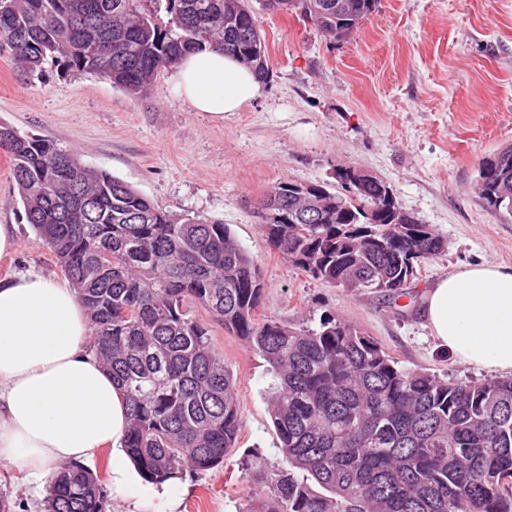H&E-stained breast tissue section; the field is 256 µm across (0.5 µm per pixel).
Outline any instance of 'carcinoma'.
Returning <instances> with one entry per match:
<instances>
[{
    "label": "carcinoma",
    "instance_id": "1",
    "mask_svg": "<svg viewBox=\"0 0 512 512\" xmlns=\"http://www.w3.org/2000/svg\"><path fill=\"white\" fill-rule=\"evenodd\" d=\"M343 2L347 8L336 10ZM336 40L378 0H264ZM165 10L167 22L157 19ZM0 36L33 73L55 55L67 70L149 91L189 51L232 53L262 81L267 48L248 0H0ZM27 223L54 253L94 327L129 414L124 447L157 487L184 471L223 466L242 426L236 378L193 314L204 308L249 344L275 383L269 415L288 470L253 469L245 512H512V379L455 382L399 364L372 336L334 317L294 331L254 318L263 292L254 257L221 222L166 210L132 185L92 170L52 141L0 126ZM315 223L299 221L295 184L266 199L286 224L263 225L270 247L334 286L392 299L444 250L428 224H395L393 190L374 178ZM477 188L512 219V147L481 162ZM110 256V265L98 257ZM305 473L300 478L295 471ZM316 482L325 493L311 485ZM100 479L65 468L46 512H105Z\"/></svg>",
    "mask_w": 512,
    "mask_h": 512
}]
</instances>
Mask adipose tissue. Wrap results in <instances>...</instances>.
Here are the masks:
<instances>
[{
	"label": "adipose tissue",
	"mask_w": 512,
	"mask_h": 512,
	"mask_svg": "<svg viewBox=\"0 0 512 512\" xmlns=\"http://www.w3.org/2000/svg\"><path fill=\"white\" fill-rule=\"evenodd\" d=\"M174 93L220 121L264 93L252 70L206 48L171 69ZM424 317L461 363L512 374V267L479 264L440 278ZM93 326L75 289L41 274L0 279V467L45 486L55 465L102 449L125 459V402L92 350Z\"/></svg>",
	"instance_id": "ef3b65f1"
}]
</instances>
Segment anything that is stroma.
<instances>
[{
  "instance_id": "1",
  "label": "stroma",
  "mask_w": 512,
  "mask_h": 512,
  "mask_svg": "<svg viewBox=\"0 0 512 512\" xmlns=\"http://www.w3.org/2000/svg\"><path fill=\"white\" fill-rule=\"evenodd\" d=\"M251 6L272 76L264 97L223 121L177 98L168 71L134 97L105 76L51 59L40 72H23L0 37V125L53 141L167 210L228 225L260 264L266 287L257 321L299 330L334 317L409 368L448 380L487 378L438 346L422 308L442 275L475 264L512 266V220L491 212L476 189L482 160L512 146V0H379L341 41L300 17L264 10L260 0ZM341 166L385 181L401 207L446 242L398 299L323 283L267 243L256 216L262 196L282 182L340 191ZM0 224L15 225L18 240L14 253L0 256V277L33 272L65 282L26 221L1 151ZM194 314L209 323L237 378L243 427L223 468L186 472L169 495V512H243L252 467H288L268 413L274 377L203 308ZM109 459L104 450L90 465L106 512H155L156 486L135 472L115 482ZM0 495L10 512H44L43 494L22 470H0Z\"/></svg>"
}]
</instances>
